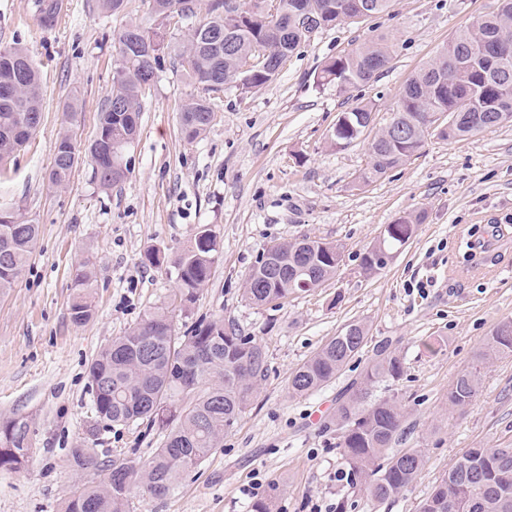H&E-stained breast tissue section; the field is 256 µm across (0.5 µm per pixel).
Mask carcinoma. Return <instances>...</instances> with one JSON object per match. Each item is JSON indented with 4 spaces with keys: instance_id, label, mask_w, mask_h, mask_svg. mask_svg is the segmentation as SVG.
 Returning a JSON list of instances; mask_svg holds the SVG:
<instances>
[{
    "instance_id": "1",
    "label": "carcinoma",
    "mask_w": 512,
    "mask_h": 512,
    "mask_svg": "<svg viewBox=\"0 0 512 512\" xmlns=\"http://www.w3.org/2000/svg\"><path fill=\"white\" fill-rule=\"evenodd\" d=\"M156 26L169 13L189 15L191 0H151ZM393 0H213L210 17L192 27L180 46L194 83L206 90L219 76L224 85L248 93L277 78L270 65L247 73L239 60L258 58L263 49L269 61L286 59L311 37L302 28L308 15L333 28L363 11L374 17L387 12ZM120 66L111 94L98 112L97 130L83 148L66 133L56 146L50 167L52 187L70 183L82 157L90 160L92 180L110 190L128 174L125 154L134 141L140 120V99L147 77L155 74L169 45L158 32L139 25L117 36ZM511 50L498 57L495 70L481 66L482 56L495 47ZM394 45L384 35L365 41L343 55L324 62L317 75L321 85L342 89L366 85L391 63ZM25 73L18 74V66ZM374 106L359 103L341 114L345 123L331 135L343 147L359 139L373 123ZM214 113L210 100L192 97L182 106L180 126L193 140L207 131ZM42 96L37 68L21 47L0 49V164L13 158L27 142L16 134L25 121L37 125ZM512 123V0H500L498 11L455 31L440 51L406 85L389 123L368 142L369 161L358 181L371 182L393 170L421 147L433 133L443 140L473 136ZM0 220V294L14 287L26 270L39 236V225ZM421 216L408 214L387 225L384 239L362 254L360 269L371 276L385 269L413 237ZM219 232L201 225L190 244L172 257L156 249L144 262L169 263L176 293L190 303L210 281L219 260ZM278 262L266 265L265 253L244 281L243 298L257 307L280 305L334 278L345 247L307 235L269 245ZM94 269L88 261L77 270L70 317L76 324L91 316L88 291ZM369 329L361 321L347 323L316 352L293 368L288 392L294 397L326 386L368 343ZM512 356V319L499 322L475 354L476 364L461 369L448 387V410L462 411L476 398L481 369ZM264 347L221 319L200 320L178 335L172 310L156 307L112 340L91 360L87 375L93 412L109 426L158 425L160 447L145 464L112 462L107 479L94 488L77 485L64 502L63 512H129V498L138 489L164 496L181 476L196 467L224 439L251 405L266 377ZM404 374L393 342L384 339L374 348L359 386L336 406V447L350 467L359 490L371 502H385L413 487L426 458L417 448L389 453L402 438L406 409L397 397H372L377 385L395 383ZM30 430L15 418L0 420V468L19 469L29 458ZM79 470L99 461L81 445L72 450ZM417 512H512V444L499 448H470L448 463V469L420 501Z\"/></svg>"
}]
</instances>
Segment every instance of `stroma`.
<instances>
[{"label":"stroma","mask_w":512,"mask_h":512,"mask_svg":"<svg viewBox=\"0 0 512 512\" xmlns=\"http://www.w3.org/2000/svg\"><path fill=\"white\" fill-rule=\"evenodd\" d=\"M49 28L34 0H0V47L27 49L41 76L43 114L26 147L0 166V208L40 226L22 278L0 294V419L31 424L34 452L19 471L0 469V512H61L74 485H94L106 462L138 463L158 448V430L99 429L100 467L76 472L71 450L91 424L87 365L152 307L168 303L175 280L144 264L147 249L181 251L198 227L220 231V259L196 299L174 311L177 331L202 319L236 324L267 352L268 372L254 402L218 448L185 473L169 494L133 491L129 512H251L255 498H275L277 512H416L455 456L469 448L512 444V357L483 369L480 390L463 413L449 414L448 386L472 365L483 340L512 318V124L460 140L431 135L405 164L364 187L367 138L339 148L338 116L359 102L374 105L384 126L412 76L461 27L496 10L497 0H394L388 13L312 35L274 81L250 93L211 95L215 120L196 140L184 138V101L202 96L179 53L165 52L141 99L139 133L128 148L129 172L112 191L98 190L87 163L67 188L48 184L64 130L93 139L98 113L118 65L116 38L126 26H150V0H125L120 14L98 0H64ZM376 35L395 45L374 82L346 90L318 85L323 63ZM79 105L69 120L66 104ZM419 211L413 238L380 273H360L361 255L382 226ZM340 242L343 263L321 287L280 306L245 302L242 286L271 243L299 235ZM493 240L483 266L462 259L466 243ZM92 259L93 316L73 323L75 269ZM373 341L391 339L403 362L396 386L408 415L402 445L422 449L418 482L375 504L352 483L336 481L345 462L332 412L364 370L371 349L323 388L288 394L291 370L351 321ZM261 481L258 497L243 488Z\"/></svg>","instance_id":"stroma-1"}]
</instances>
